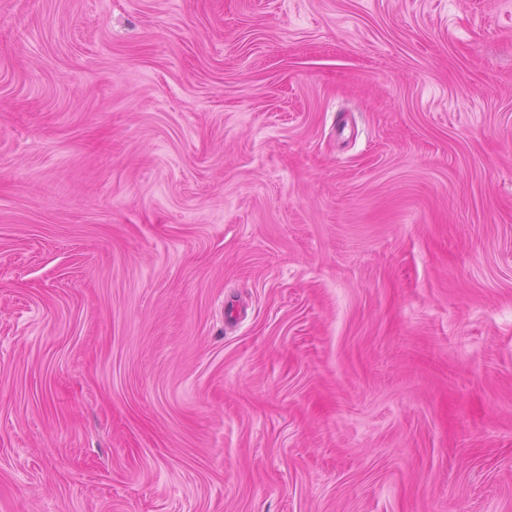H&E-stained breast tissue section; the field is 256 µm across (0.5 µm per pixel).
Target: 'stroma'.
<instances>
[{
  "mask_svg": "<svg viewBox=\"0 0 512 512\" xmlns=\"http://www.w3.org/2000/svg\"><path fill=\"white\" fill-rule=\"evenodd\" d=\"M0 512H512V0H0Z\"/></svg>",
  "mask_w": 512,
  "mask_h": 512,
  "instance_id": "stroma-1",
  "label": "stroma"
}]
</instances>
